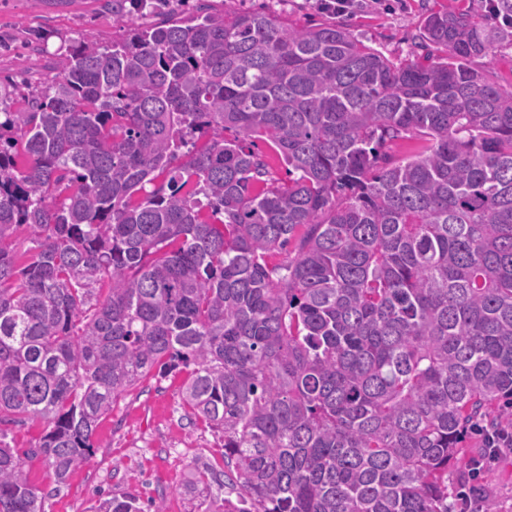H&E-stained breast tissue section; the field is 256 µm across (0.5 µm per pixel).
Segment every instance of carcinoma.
<instances>
[{"mask_svg": "<svg viewBox=\"0 0 512 512\" xmlns=\"http://www.w3.org/2000/svg\"><path fill=\"white\" fill-rule=\"evenodd\" d=\"M177 12L72 48L28 112L0 95V512H45L4 426L47 424L63 487L181 365L224 436L186 491L224 512H453L471 424L512 423V87L471 66L504 28L431 13L397 66L340 23ZM253 149L255 152L264 155L269 161L274 176L277 179L288 180V172L283 164L276 148L266 139H254Z\"/></svg>", "mask_w": 512, "mask_h": 512, "instance_id": "carcinoma-1", "label": "carcinoma"}]
</instances>
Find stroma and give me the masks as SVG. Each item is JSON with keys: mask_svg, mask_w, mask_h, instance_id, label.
<instances>
[{"mask_svg": "<svg viewBox=\"0 0 512 512\" xmlns=\"http://www.w3.org/2000/svg\"><path fill=\"white\" fill-rule=\"evenodd\" d=\"M453 4L485 12L487 0H359L342 15L366 46L400 65L420 61L427 50L418 33L432 10ZM233 8H260L297 27L333 21L315 0H233ZM146 10L112 12L106 0H0V92H9L12 111L24 110L41 82L57 73L61 54L84 42L121 40L134 25L160 22ZM189 376L177 369L149 378L122 393L94 435L95 455L56 488L44 457L27 459L32 484L45 492L46 512H96L100 500L134 495L155 501L165 512H198V495L186 494L189 467H224V440L191 409L180 391ZM485 512H512V455L476 479Z\"/></svg>", "mask_w": 512, "mask_h": 512, "instance_id": "stroma-1", "label": "stroma"}]
</instances>
